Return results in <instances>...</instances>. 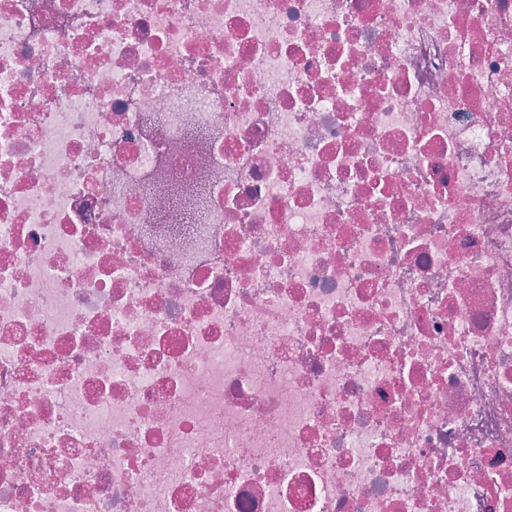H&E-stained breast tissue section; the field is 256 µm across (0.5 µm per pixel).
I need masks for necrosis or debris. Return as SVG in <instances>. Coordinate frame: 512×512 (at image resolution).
Here are the masks:
<instances>
[{"label": "necrosis or debris", "instance_id": "1", "mask_svg": "<svg viewBox=\"0 0 512 512\" xmlns=\"http://www.w3.org/2000/svg\"><path fill=\"white\" fill-rule=\"evenodd\" d=\"M0 512H512V0H0Z\"/></svg>", "mask_w": 512, "mask_h": 512}]
</instances>
